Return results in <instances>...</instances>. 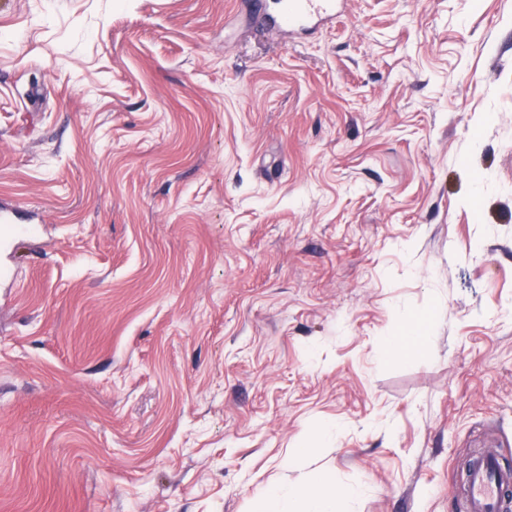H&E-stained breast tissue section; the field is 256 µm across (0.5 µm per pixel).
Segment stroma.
Returning a JSON list of instances; mask_svg holds the SVG:
<instances>
[{
    "instance_id": "stroma-1",
    "label": "stroma",
    "mask_w": 512,
    "mask_h": 512,
    "mask_svg": "<svg viewBox=\"0 0 512 512\" xmlns=\"http://www.w3.org/2000/svg\"><path fill=\"white\" fill-rule=\"evenodd\" d=\"M250 3L0 0L34 229L0 244V512H247L314 471L337 512H463L466 462L512 460V0L293 41ZM427 339L424 325L421 322L411 323L399 333L385 336L381 356L383 359H389L397 355L412 354L421 350Z\"/></svg>"
}]
</instances>
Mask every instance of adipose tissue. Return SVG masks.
I'll use <instances>...</instances> for the list:
<instances>
[{
    "mask_svg": "<svg viewBox=\"0 0 512 512\" xmlns=\"http://www.w3.org/2000/svg\"><path fill=\"white\" fill-rule=\"evenodd\" d=\"M339 495L331 477L318 471L298 486L273 482L251 498L248 512H336Z\"/></svg>",
    "mask_w": 512,
    "mask_h": 512,
    "instance_id": "obj_1",
    "label": "adipose tissue"
}]
</instances>
